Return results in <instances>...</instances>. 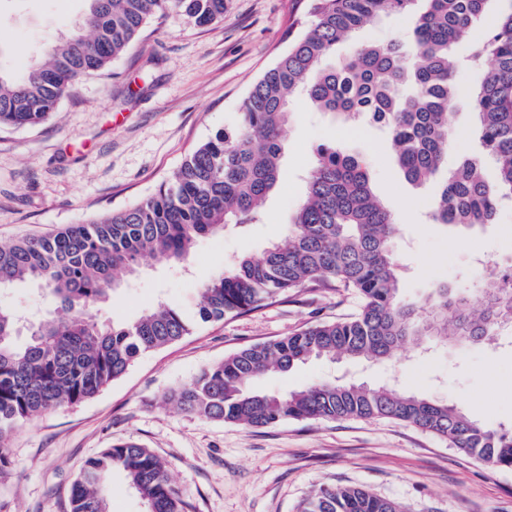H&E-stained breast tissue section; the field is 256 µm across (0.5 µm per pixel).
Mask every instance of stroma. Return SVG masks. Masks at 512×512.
<instances>
[{"label": "stroma", "mask_w": 512, "mask_h": 512, "mask_svg": "<svg viewBox=\"0 0 512 512\" xmlns=\"http://www.w3.org/2000/svg\"><path fill=\"white\" fill-rule=\"evenodd\" d=\"M85 0H0V71L43 58L80 22ZM298 0H229L222 22L199 27L179 12L150 21L109 72L83 78L56 112L32 126H0V243L46 234L129 207L153 194L196 146L232 126L251 85L284 54ZM414 14L366 23L328 57L335 66L366 43L409 39ZM281 180L264 220L200 239L185 265L145 259L100 319H136L163 301L195 314L201 284L226 262L260 256L280 239L304 199L320 144L360 154L375 193L398 224L400 296L426 298L446 286L480 287L479 259L512 262V202L495 223L463 234L432 224L436 187L408 184L385 132L353 128L292 101ZM0 305L32 322L49 308L41 287L0 290ZM353 293L296 289L275 302L220 321L142 355L94 397L42 414L13 434L0 467V512H69L71 486L85 462L133 441L165 461L185 512H297L323 484L363 487L408 512H512V468H493L427 431L386 418L288 420L249 429L178 410L164 393L237 349L353 314ZM336 378L397 386L452 404L485 424L512 425V331L495 343L457 349L404 344L384 362L314 360L266 377L288 392Z\"/></svg>", "instance_id": "35a3bbf8"}]
</instances>
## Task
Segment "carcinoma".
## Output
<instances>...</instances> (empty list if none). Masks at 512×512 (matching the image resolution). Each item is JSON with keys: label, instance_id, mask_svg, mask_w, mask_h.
Segmentation results:
<instances>
[{"label": "carcinoma", "instance_id": "carcinoma-1", "mask_svg": "<svg viewBox=\"0 0 512 512\" xmlns=\"http://www.w3.org/2000/svg\"><path fill=\"white\" fill-rule=\"evenodd\" d=\"M78 31L20 77L0 74V124L35 125L57 110L82 78L109 69L148 20L177 10L200 27L224 19L228 0H86ZM414 0H310L302 31L249 89L237 122L193 150L171 179L123 210L56 233L0 245V288L34 282L54 308L24 329L0 307V463L14 428L45 411L93 397L120 379L143 354L188 335L191 321L163 301L133 322H103L92 309L107 301L150 257L187 260L196 242L229 224L262 223L279 186L282 134L290 100L348 121L367 118L388 130L394 159L412 185L438 181L434 224H492L512 200V8L481 25L488 0H421L412 42L362 44L336 68L324 65L336 45L385 12ZM470 39L467 61L486 63L468 103L483 151L441 175L455 127L457 99L451 48ZM496 179L482 176L486 163ZM392 212L373 193L364 160L336 146L318 148L306 196L284 240L259 258L235 259L199 288L204 322L248 312L299 288H342L361 300L352 316L251 344L202 369L165 400L181 410L246 428L287 420L387 418L428 431L496 467H512V427L492 428L444 401L396 388L325 381L287 394L258 381L313 359L389 360L405 342L435 339L465 346L491 341L512 327V266L475 295L444 286L405 302L398 288ZM27 331V341L17 338ZM124 474L146 512H184L167 465L135 442L89 458L71 489L70 512H109L107 484ZM299 512H407L362 487L322 485Z\"/></svg>", "mask_w": 512, "mask_h": 512}]
</instances>
